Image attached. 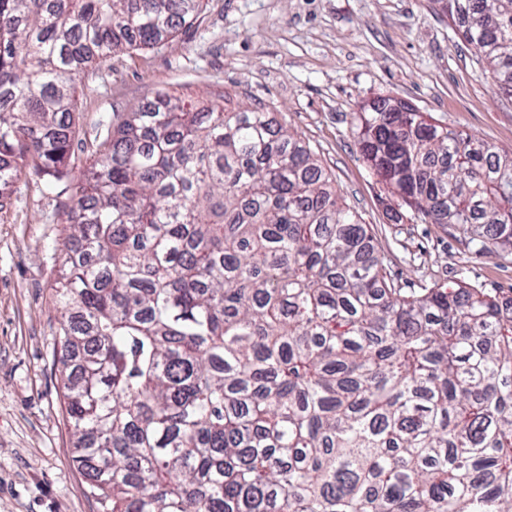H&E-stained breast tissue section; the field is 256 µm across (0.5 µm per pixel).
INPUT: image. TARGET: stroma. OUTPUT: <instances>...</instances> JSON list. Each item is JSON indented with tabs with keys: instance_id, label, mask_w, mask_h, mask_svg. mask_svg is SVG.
<instances>
[{
	"instance_id": "1",
	"label": "stroma",
	"mask_w": 512,
	"mask_h": 512,
	"mask_svg": "<svg viewBox=\"0 0 512 512\" xmlns=\"http://www.w3.org/2000/svg\"><path fill=\"white\" fill-rule=\"evenodd\" d=\"M78 94L67 176L49 186L22 175L0 209V512H100L73 461L53 285L66 213L109 113L165 94L191 109L223 98L264 108L319 159L404 292L463 279L512 297V259L469 252L434 224L395 221L397 200L351 128L363 104L389 98L512 153V98L434 0H201L166 45L90 69Z\"/></svg>"
}]
</instances>
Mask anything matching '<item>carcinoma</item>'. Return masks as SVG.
<instances>
[{
    "label": "carcinoma",
    "instance_id": "obj_1",
    "mask_svg": "<svg viewBox=\"0 0 512 512\" xmlns=\"http://www.w3.org/2000/svg\"><path fill=\"white\" fill-rule=\"evenodd\" d=\"M512 97V0H438ZM200 0H0V208L66 168L77 79ZM410 220L512 256V154L390 99L354 113ZM67 214L58 371L102 512H512V298L404 296L270 113L114 112Z\"/></svg>",
    "mask_w": 512,
    "mask_h": 512
}]
</instances>
